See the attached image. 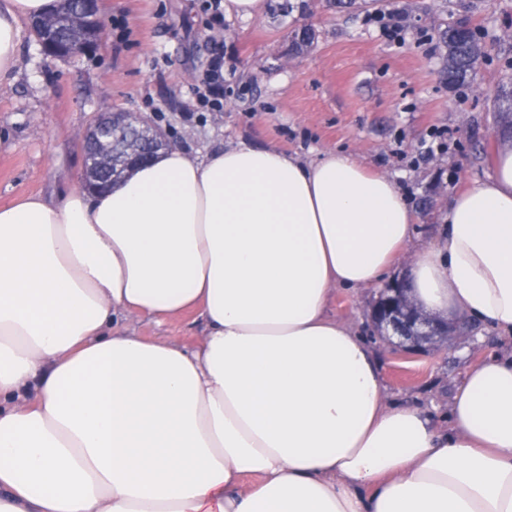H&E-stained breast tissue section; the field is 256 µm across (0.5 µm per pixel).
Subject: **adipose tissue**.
I'll return each mask as SVG.
<instances>
[{
	"instance_id": "1",
	"label": "adipose tissue",
	"mask_w": 512,
	"mask_h": 512,
	"mask_svg": "<svg viewBox=\"0 0 512 512\" xmlns=\"http://www.w3.org/2000/svg\"><path fill=\"white\" fill-rule=\"evenodd\" d=\"M55 5L0 0V82ZM414 223L353 152L244 143L0 205V512H512V355L468 367L443 428L326 313L403 258L414 310L512 333V137L441 238ZM188 314L193 347L122 325Z\"/></svg>"
}]
</instances>
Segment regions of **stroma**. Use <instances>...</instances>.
Listing matches in <instances>:
<instances>
[{"label": "stroma", "instance_id": "obj_1", "mask_svg": "<svg viewBox=\"0 0 512 512\" xmlns=\"http://www.w3.org/2000/svg\"><path fill=\"white\" fill-rule=\"evenodd\" d=\"M102 42L70 60L46 57L22 21L20 67L0 87V204L25 194L49 198L78 188L81 143L100 112L146 116L171 146L202 157L239 141L270 144L307 160L327 149L355 153L388 174L416 213L414 245L447 228L452 196L494 173L498 134L512 129V0H385L400 13L403 40L366 23L364 0H266L261 16L210 27L206 0H96ZM480 27L489 56L460 86L442 76L441 20ZM312 42L299 46L302 30ZM224 58L217 88L224 109L208 112L192 93L215 55ZM441 147L427 159L425 141ZM374 293L339 288L328 312L351 324L376 350L386 397L436 413L468 366L512 352V337L469 323L414 344L381 334ZM130 331L196 343L193 315L159 326L133 318Z\"/></svg>", "mask_w": 512, "mask_h": 512}]
</instances>
